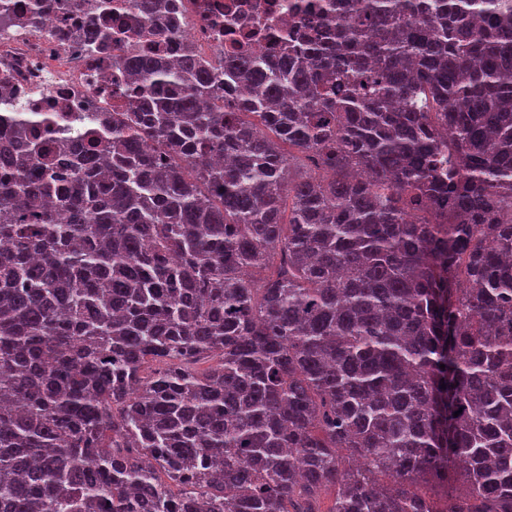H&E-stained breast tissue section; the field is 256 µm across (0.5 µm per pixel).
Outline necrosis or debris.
I'll return each instance as SVG.
<instances>
[{
    "label": "necrosis or debris",
    "mask_w": 512,
    "mask_h": 512,
    "mask_svg": "<svg viewBox=\"0 0 512 512\" xmlns=\"http://www.w3.org/2000/svg\"><path fill=\"white\" fill-rule=\"evenodd\" d=\"M189 11L185 29L202 50L219 56L227 43L221 26L252 34L256 50L271 48L268 24H285L288 0H178ZM75 24L68 14L49 15L42 31L22 27L0 30V78L28 112H109L116 102L103 88L112 78V62L90 58L77 44L56 41L52 32Z\"/></svg>",
    "instance_id": "obj_1"
}]
</instances>
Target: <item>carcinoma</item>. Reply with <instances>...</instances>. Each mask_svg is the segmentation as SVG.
<instances>
[{"label":"carcinoma","mask_w":512,"mask_h":512,"mask_svg":"<svg viewBox=\"0 0 512 512\" xmlns=\"http://www.w3.org/2000/svg\"><path fill=\"white\" fill-rule=\"evenodd\" d=\"M171 2L57 31L153 36L83 139L0 128V512H512V0ZM288 0H178L189 11V26L185 34L191 37L202 50L212 56H222L227 43L225 29L233 21L237 35L254 33L252 46L258 51L272 47L270 35H266L268 24L283 25L288 22ZM205 7V8H204ZM205 11H204V9ZM219 18V25L212 18ZM224 28V33L222 29ZM240 32V33H239ZM220 33V36H217Z\"/></svg>","instance_id":"obj_1"}]
</instances>
